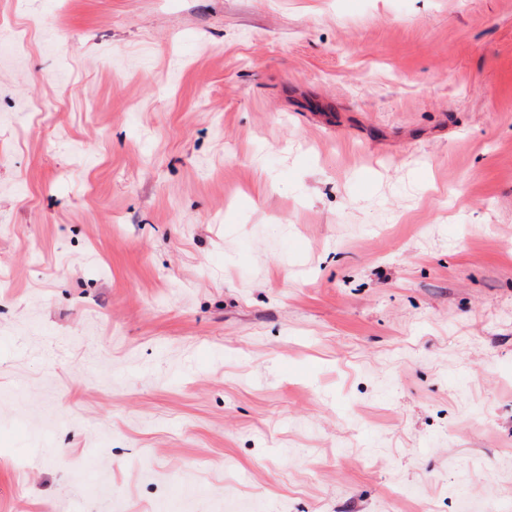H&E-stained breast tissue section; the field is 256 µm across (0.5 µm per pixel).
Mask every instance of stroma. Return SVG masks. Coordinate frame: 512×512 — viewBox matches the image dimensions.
I'll use <instances>...</instances> for the list:
<instances>
[{"label":"stroma","instance_id":"35a3bbf8","mask_svg":"<svg viewBox=\"0 0 512 512\" xmlns=\"http://www.w3.org/2000/svg\"><path fill=\"white\" fill-rule=\"evenodd\" d=\"M0 512H512V0H0Z\"/></svg>","mask_w":512,"mask_h":512}]
</instances>
